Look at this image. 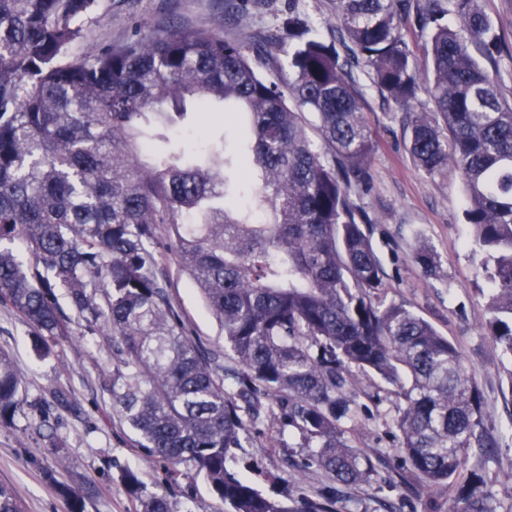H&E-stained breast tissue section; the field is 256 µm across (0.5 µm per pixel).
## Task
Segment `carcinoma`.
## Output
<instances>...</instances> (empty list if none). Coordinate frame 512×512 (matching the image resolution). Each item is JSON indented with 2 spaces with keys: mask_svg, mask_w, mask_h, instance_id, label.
<instances>
[{
  "mask_svg": "<svg viewBox=\"0 0 512 512\" xmlns=\"http://www.w3.org/2000/svg\"><path fill=\"white\" fill-rule=\"evenodd\" d=\"M335 2L334 43L290 10L283 31L259 43L171 28L71 58L96 0H0V304L42 354L69 336L74 314L88 332L106 331L118 419L148 455L202 476L227 512H296L228 468L248 425L277 410L310 448L304 466L344 485L373 480L372 461L345 436L359 416L352 367L401 389L405 464L453 489L448 512H496L482 472L464 467L468 449L495 447L479 389L428 321L373 302L384 270L349 188L366 181L374 149L361 67L405 114L414 166L462 176L490 284L485 335L512 357V103L498 79L500 38L480 0ZM409 23L429 31L419 53ZM202 112L227 114L232 135L200 126L199 151L154 150ZM162 246L224 334L230 390L220 353L188 337ZM414 259L435 274L426 242ZM24 393L0 349V425ZM123 481L135 512H173L136 472ZM51 483L83 512L82 497ZM336 503L329 489L301 512ZM0 512H23L3 482Z\"/></svg>",
  "mask_w": 512,
  "mask_h": 512,
  "instance_id": "1",
  "label": "carcinoma"
}]
</instances>
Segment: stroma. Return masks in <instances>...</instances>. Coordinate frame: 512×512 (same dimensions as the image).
<instances>
[{
    "label": "stroma",
    "instance_id": "obj_1",
    "mask_svg": "<svg viewBox=\"0 0 512 512\" xmlns=\"http://www.w3.org/2000/svg\"><path fill=\"white\" fill-rule=\"evenodd\" d=\"M482 6L506 46L498 74L511 100L512 0H482ZM292 9L307 16L323 38L335 39L340 23L334 0H97L70 52L82 56L172 26H215L225 39L249 42L279 31ZM357 77L366 93L375 150L371 181L352 186L350 200L368 219L365 230L385 272L379 301L405 305L460 351L482 395L483 428L496 441L489 452L469 449L468 464L482 470L499 512H512V390L507 387L512 361L483 330L489 284L483 256L463 218L462 181L456 175L418 171L402 113L388 107L365 72ZM419 240L435 253V276H424L414 261ZM163 266L171 299L192 338L206 349H222L218 324L195 284L173 257H164ZM0 348L11 353L26 390L13 423L0 426V482L13 486L25 512H70L51 487L55 480L83 494L84 512H133L121 479L126 470L137 472L148 490L167 491L173 512H224L202 477L184 468L172 471L161 459L145 455L113 415L112 397L103 385L112 370L104 336L88 334L76 319L70 336L40 355L32 329L0 305ZM350 382L360 416L347 436L372 458L377 477L368 484L337 487L343 512L448 508L447 486L427 488L408 476L396 427L405 405L400 389L358 369L352 370ZM307 454L291 428L271 419L251 430L244 447L234 449L229 466L263 494L287 498L293 507L335 487L324 471L305 467Z\"/></svg>",
    "mask_w": 512,
    "mask_h": 512
}]
</instances>
